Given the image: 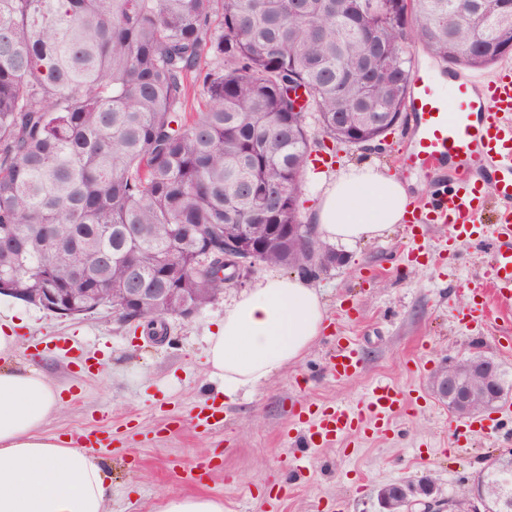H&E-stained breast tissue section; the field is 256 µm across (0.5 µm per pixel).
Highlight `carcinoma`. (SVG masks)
Returning a JSON list of instances; mask_svg holds the SVG:
<instances>
[{
    "label": "carcinoma",
    "instance_id": "cac0c4a2",
    "mask_svg": "<svg viewBox=\"0 0 512 512\" xmlns=\"http://www.w3.org/2000/svg\"><path fill=\"white\" fill-rule=\"evenodd\" d=\"M512 0H0V286L83 300L128 261L150 288L202 303L225 284L224 225L299 224L316 116L334 142L401 120L405 36L479 70L508 57ZM200 110L186 114L194 95ZM296 244L261 255L301 266ZM512 512V459L476 478Z\"/></svg>",
    "mask_w": 512,
    "mask_h": 512
}]
</instances>
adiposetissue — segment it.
Segmentation results:
<instances>
[{"mask_svg":"<svg viewBox=\"0 0 512 512\" xmlns=\"http://www.w3.org/2000/svg\"><path fill=\"white\" fill-rule=\"evenodd\" d=\"M319 237L353 244L405 223V180L368 161L317 173ZM316 288L297 276L270 275L241 293L207 336L205 364L225 396L258 385L303 359L326 330ZM62 410L60 390L42 370L0 367V512H106L112 494L103 460L45 435Z\"/></svg>","mask_w":512,"mask_h":512,"instance_id":"ef3b65f1","label":"adipose tissue"}]
</instances>
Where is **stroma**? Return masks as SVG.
<instances>
[{"instance_id":"obj_1","label":"stroma","mask_w":512,"mask_h":512,"mask_svg":"<svg viewBox=\"0 0 512 512\" xmlns=\"http://www.w3.org/2000/svg\"><path fill=\"white\" fill-rule=\"evenodd\" d=\"M412 132L408 116L378 147L322 139L313 155L329 173L374 161L408 181L418 201L435 175L404 165ZM452 236L448 225L430 224L415 242L397 224L380 237L340 246L344 264L312 280L327 309L324 336L297 364L230 398L206 370L207 332L241 289L272 274L267 265L191 319L168 318L162 343L107 311L64 319L3 295L0 322L15 324L19 361L46 371L61 389L63 410L46 434L108 427L115 435L98 451L112 479L107 512H149L166 491L222 498L224 512H381L383 486L426 475L441 497L460 500L489 456L512 449V392L488 410L496 428L477 437L435 397L432 380L446 364L483 354L512 381V348L498 330L463 317L473 288L490 273L488 239ZM340 340L351 341L362 360L349 378L328 369ZM378 381L411 392L415 405L394 416L388 434L320 449L309 471L293 473L294 407L354 405ZM212 401L224 406V426L205 432L193 417ZM204 452L213 460L209 474L184 482L182 470Z\"/></svg>"}]
</instances>
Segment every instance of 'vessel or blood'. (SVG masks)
<instances>
[{
    "instance_id": "1",
    "label": "vessel or blood",
    "mask_w": 512,
    "mask_h": 512,
    "mask_svg": "<svg viewBox=\"0 0 512 512\" xmlns=\"http://www.w3.org/2000/svg\"><path fill=\"white\" fill-rule=\"evenodd\" d=\"M416 132L403 161L413 168L432 169L456 157L461 171L451 188L441 189L414 209L411 228L428 223L447 224L459 235L472 234L486 209L483 190L473 182L476 174L489 179L496 203L492 224L496 228L490 277L476 289L472 319L493 323L501 314L502 300H512V63H502L490 73L454 77L449 92H441L433 75L419 74L410 94ZM359 358L350 346H338L330 372L338 377L355 375ZM410 401L399 388L374 386L359 406L332 405L309 412L304 419L307 447L321 448L353 433H382L393 415ZM203 430L224 423L222 407L208 404L195 415Z\"/></svg>"
}]
</instances>
